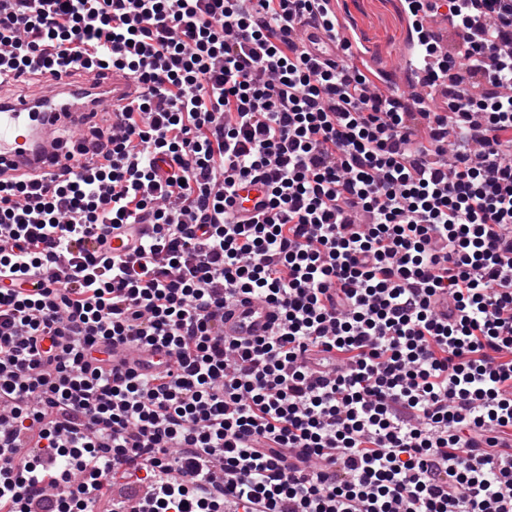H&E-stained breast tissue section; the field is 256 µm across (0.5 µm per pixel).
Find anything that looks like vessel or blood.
Segmentation results:
<instances>
[{"instance_id":"vessel-or-blood-1","label":"vessel or blood","mask_w":512,"mask_h":512,"mask_svg":"<svg viewBox=\"0 0 512 512\" xmlns=\"http://www.w3.org/2000/svg\"><path fill=\"white\" fill-rule=\"evenodd\" d=\"M305 43L316 46L319 57L336 54V43L320 30L304 31ZM419 60L407 58L403 77H392L382 88L395 96L407 95V73L416 71ZM40 93L25 99L0 98V180H26L40 184L66 170L88 171L100 164L99 155L77 146L66 149L62 134L75 127L115 126L118 112L126 110L140 95L137 83L120 71L106 75L91 72L74 76L69 72H40ZM261 185L243 183L231 205L236 218L252 217L265 207ZM134 236L116 230L108 238L113 254L129 258L135 253V241L150 234L151 225L138 224ZM278 314L259 299L234 301L224 307V333L228 336L256 339L268 335L277 324ZM160 353L134 346L112 353L113 364L147 374L156 371Z\"/></svg>"}]
</instances>
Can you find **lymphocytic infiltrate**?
<instances>
[{"instance_id": "obj_1", "label": "lymphocytic infiltrate", "mask_w": 512, "mask_h": 512, "mask_svg": "<svg viewBox=\"0 0 512 512\" xmlns=\"http://www.w3.org/2000/svg\"><path fill=\"white\" fill-rule=\"evenodd\" d=\"M409 8L446 111L304 50L296 24L337 32L329 0H7L0 70L141 94L94 175L0 181V512H512V0ZM246 180L268 207L242 224ZM115 224L152 225L135 260L102 253ZM242 295L270 336L225 338ZM128 476L133 505L105 492ZM169 362L164 354L153 350H144L134 346H128L124 350H116L112 347V366L123 363L124 369H133L137 373L147 374L155 372L159 367V361Z\"/></svg>"}]
</instances>
